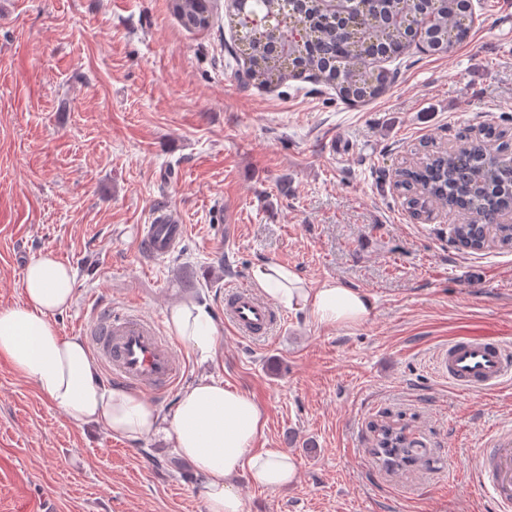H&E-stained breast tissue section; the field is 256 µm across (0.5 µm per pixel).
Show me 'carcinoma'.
<instances>
[{"label":"carcinoma","mask_w":512,"mask_h":512,"mask_svg":"<svg viewBox=\"0 0 512 512\" xmlns=\"http://www.w3.org/2000/svg\"><path fill=\"white\" fill-rule=\"evenodd\" d=\"M274 3L275 0H250L251 18L258 25L254 38L237 54L246 66L247 76L266 85L283 82L288 78L292 53L304 71L319 72L327 81L336 83L339 94L348 102L371 101L384 94L382 90H367L368 80L386 72L372 61L375 54L397 59L417 40L438 43L445 54L466 43L472 31V20L448 0H362L367 23L349 42L336 33L335 19L320 9L319 0H305L292 23L272 18L277 13ZM424 9L430 10L434 21L415 37L409 35V27L394 21L398 15L405 19ZM193 15L205 23L195 24L186 18L181 21L184 28L207 27L212 4H197ZM339 56L346 58L340 81L333 74V63ZM505 137V131L485 126L474 137L399 167L394 185L404 197V204L414 214L436 207L458 212L455 236L473 251H481L491 243L512 247V224L501 222L502 216L512 211V158L501 157L506 150ZM374 453L396 467L420 459L415 442L389 426L378 429Z\"/></svg>","instance_id":"1"}]
</instances>
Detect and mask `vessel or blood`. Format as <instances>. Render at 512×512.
<instances>
[{
	"mask_svg": "<svg viewBox=\"0 0 512 512\" xmlns=\"http://www.w3.org/2000/svg\"><path fill=\"white\" fill-rule=\"evenodd\" d=\"M186 233L176 211L160 208L142 225L138 246L145 256L164 257ZM224 317L235 334L249 339L269 336L281 322L272 304L246 289L225 301ZM84 335L108 381L162 396L179 379L177 355L159 324L134 310L115 312L97 306ZM435 367L462 390H492L512 379V343L497 336H457L439 350ZM476 479L495 512H512L511 428L496 430L489 437L479 456Z\"/></svg>",
	"mask_w": 512,
	"mask_h": 512,
	"instance_id": "b4317fda",
	"label": "vessel or blood"
}]
</instances>
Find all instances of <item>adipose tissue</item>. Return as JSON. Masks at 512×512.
I'll use <instances>...</instances> for the list:
<instances>
[{
    "label": "adipose tissue",
    "instance_id": "adipose-tissue-1",
    "mask_svg": "<svg viewBox=\"0 0 512 512\" xmlns=\"http://www.w3.org/2000/svg\"><path fill=\"white\" fill-rule=\"evenodd\" d=\"M252 277L280 305L307 311L325 325L360 323L373 310L366 293L337 280L311 288L292 269L272 263L257 265ZM74 284L70 268L47 253L28 264L21 303L0 307V357L73 425L100 426L111 437L131 441L164 435L192 465L207 512H245L238 478L271 492L295 480L297 465L288 453L257 445L266 429L260 406L223 381L203 378L186 386L169 415L132 391L106 388L84 342L59 335L51 322L72 303ZM168 325L202 358L216 356L218 329L203 308L173 307Z\"/></svg>",
    "mask_w": 512,
    "mask_h": 512
}]
</instances>
